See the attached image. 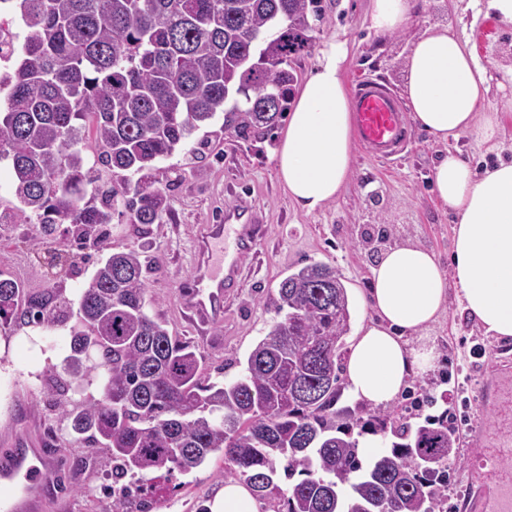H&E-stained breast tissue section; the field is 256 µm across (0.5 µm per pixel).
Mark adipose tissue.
<instances>
[{"label":"adipose tissue","instance_id":"adipose-tissue-1","mask_svg":"<svg viewBox=\"0 0 512 512\" xmlns=\"http://www.w3.org/2000/svg\"><path fill=\"white\" fill-rule=\"evenodd\" d=\"M410 12L411 0H371L370 28L396 31ZM346 59L345 43L323 46L273 155L279 181L309 213L339 198L352 172L356 141ZM488 92L487 67L447 25H430L412 41L403 95L415 124L436 140L492 141L501 116L481 111ZM432 185L455 218L452 270L444 272L433 252L413 242L378 255L363 299L373 317L360 327L345 361L351 400L387 405L410 377L431 369L434 346L412 347L406 337L435 323L449 294L486 333L512 337V162L478 172L450 153L435 165Z\"/></svg>","mask_w":512,"mask_h":512}]
</instances>
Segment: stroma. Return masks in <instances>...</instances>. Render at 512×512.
<instances>
[{
  "instance_id": "obj_1",
  "label": "stroma",
  "mask_w": 512,
  "mask_h": 512,
  "mask_svg": "<svg viewBox=\"0 0 512 512\" xmlns=\"http://www.w3.org/2000/svg\"><path fill=\"white\" fill-rule=\"evenodd\" d=\"M369 4L370 0H319L317 15L309 19L316 45L330 39L346 42L349 83L372 78L400 95L411 41L429 25L447 24L469 41L488 68L491 88L482 109L503 116L497 143L480 145L467 136L442 143L409 125L400 154L383 163L356 151L340 198L308 213L292 201L276 176L271 159L276 140L237 137L220 118L196 131L194 140L207 143L206 158H195L185 146L160 163L161 170L174 168L182 176L168 192L169 212L161 223L139 230L117 212L109 231L113 250L148 246L156 261L148 278V309L167 321L172 335L193 342L211 378L227 381L240 374L250 352L279 318L273 300L280 281L308 264L323 262L336 268L347 289L351 329L366 324L371 313L361 298L370 286L374 262V246L366 241L369 232L387 230L391 245L419 243L437 255L442 267H449L453 217L431 192L434 164L450 151L476 165L500 156L512 158V26L487 14L486 0H412L408 26L378 36L368 28ZM242 198L265 212L267 232L258 252L242 261L223 323L201 335L183 319L176 299L188 274L192 228L209 223ZM33 233L25 224L0 226V272L25 288L75 298L89 284L98 252L90 247L76 250L73 227H59L43 250L32 247ZM54 252L72 258L74 266L70 273L48 278L44 267ZM425 334L438 354L435 366L411 378L394 404L403 407L418 400L425 416L446 407L466 411L471 424L459 429L456 452L448 462V512H473L479 489L472 477L481 462L471 453L472 426H492L489 410L479 409L475 401L494 372L491 358L512 362V339L486 334L463 315L453 297ZM69 340L65 327L0 328V449L8 447L16 434L36 436L52 449L63 490L44 512H112L111 498L100 492L108 482L104 462L80 464L86 450L71 440L47 393L45 373L61 367ZM224 467V456L217 452L192 471H173L166 492L153 497L150 512H200L223 488Z\"/></svg>"
}]
</instances>
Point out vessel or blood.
<instances>
[{
	"label": "vessel or blood",
	"mask_w": 512,
	"mask_h": 512,
	"mask_svg": "<svg viewBox=\"0 0 512 512\" xmlns=\"http://www.w3.org/2000/svg\"><path fill=\"white\" fill-rule=\"evenodd\" d=\"M354 122L361 148L386 160L406 137L403 107L383 84L359 80L355 87ZM261 211L239 203L225 208L224 217L197 225L191 272L177 291L180 307L198 322L211 326L224 320V298L237 282L242 259L262 238ZM492 403L493 432H477L475 447L484 459L474 479L493 491L487 512H512V380L485 390ZM55 494L52 457L48 449L24 440L0 454V512H41Z\"/></svg>",
	"instance_id": "1"
}]
</instances>
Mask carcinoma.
I'll return each mask as SVG.
<instances>
[{"mask_svg": "<svg viewBox=\"0 0 512 512\" xmlns=\"http://www.w3.org/2000/svg\"><path fill=\"white\" fill-rule=\"evenodd\" d=\"M316 3L20 0L22 57L0 78V160L11 161L16 205L0 224L40 225L37 248L72 224L105 258L75 301L0 278V325L73 322L63 369L47 371L50 394L73 440L110 465L112 512H146L164 475L218 451L224 478L270 512H448V410L413 426L407 408L349 421L336 408L350 311L335 268L285 277L282 318L239 377L211 382L195 345L147 310V252L113 253L100 232L120 208L131 224L160 223L158 163L218 114L238 135L272 134L294 82L288 60L312 47ZM233 93L243 99L227 110ZM366 431L395 441L367 458L354 437ZM280 467L300 477L286 497Z\"/></svg>", "mask_w": 512, "mask_h": 512, "instance_id": "carcinoma-1", "label": "carcinoma"}]
</instances>
